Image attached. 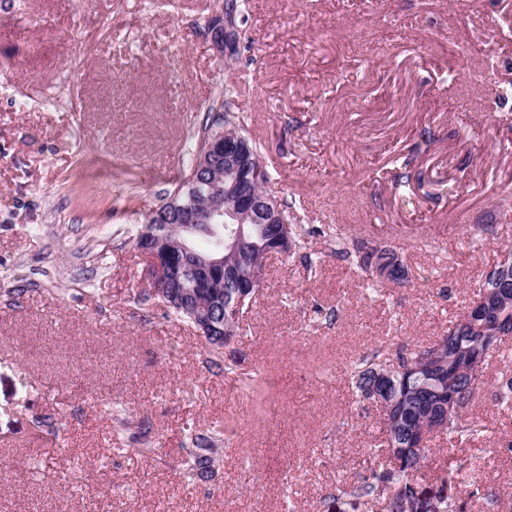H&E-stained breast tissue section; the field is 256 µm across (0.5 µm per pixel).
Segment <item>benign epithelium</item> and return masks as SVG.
<instances>
[{"instance_id": "7a95c632", "label": "benign epithelium", "mask_w": 512, "mask_h": 512, "mask_svg": "<svg viewBox=\"0 0 512 512\" xmlns=\"http://www.w3.org/2000/svg\"><path fill=\"white\" fill-rule=\"evenodd\" d=\"M195 168L207 171V178L194 182L193 188L208 203L200 205L177 196L171 198L169 203L179 223L177 230L185 232L195 224H239L247 219L271 228L268 253H288L292 239L281 215L279 199L266 191L258 196L240 195L236 191L243 182L263 187L267 178L262 159L253 155L245 137L234 128L217 130L206 151L197 158ZM137 248L147 260L146 276L153 295L170 304L193 309L194 318L198 319L196 331L211 347L222 350L230 345L234 341L239 305L261 282L263 265L251 267L247 282L238 289L234 301L224 306L203 303L202 289L226 274L232 275L224 259L239 251L237 235L233 232L222 235L212 248L202 251L191 247L183 237L170 239L166 228L147 222L139 234ZM489 307L505 309L498 304L497 297H485L470 307L464 321L478 327ZM452 407L451 402L445 405V413L434 418L431 426L424 427L418 446H423L429 432L448 427Z\"/></svg>"}]
</instances>
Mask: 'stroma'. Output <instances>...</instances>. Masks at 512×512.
Masks as SVG:
<instances>
[{
  "instance_id": "1",
  "label": "stroma",
  "mask_w": 512,
  "mask_h": 512,
  "mask_svg": "<svg viewBox=\"0 0 512 512\" xmlns=\"http://www.w3.org/2000/svg\"><path fill=\"white\" fill-rule=\"evenodd\" d=\"M222 3L0 0V512H379L342 492L385 448L347 364L440 340L512 251V0H237L231 57ZM228 91L301 234L263 263L233 375L144 300L133 242ZM336 229L407 280L371 291ZM505 375L512 339L483 367L484 437L438 436L422 497L512 512ZM218 421L188 477L187 434ZM451 457L470 486L441 484ZM223 434L224 427L216 425L211 427L208 435L192 434L190 436V444L193 448H186V457L183 463L189 474L200 479L208 477V474L211 473L210 454L215 446V439L222 437Z\"/></svg>"
}]
</instances>
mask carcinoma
I'll return each mask as SVG.
<instances>
[{
	"label": "carcinoma",
	"mask_w": 512,
	"mask_h": 512,
	"mask_svg": "<svg viewBox=\"0 0 512 512\" xmlns=\"http://www.w3.org/2000/svg\"><path fill=\"white\" fill-rule=\"evenodd\" d=\"M221 125H234L242 134H247L244 119L234 115L224 105L218 108L212 105L195 136V151L206 149L213 129ZM240 235L249 252L235 260L234 265L237 272L243 275L250 263L264 259L266 229L260 224H242ZM336 246V253L366 274L373 286L387 282L397 284L407 280V268L394 251L383 249L378 255V259L393 265V276L385 280L371 271L373 255L365 252L366 243L354 241L348 245L343 235L338 233ZM502 341L503 337L500 336L492 344L487 336L470 332L461 335L457 332V327L449 328L448 334L439 342L422 350V353L444 362V367L438 368L434 377L423 371L413 370L414 358L399 355L393 359L389 351L381 348L355 361L348 373L349 383L356 395L369 400L375 399V390L390 367L397 365L404 369V372L388 380L387 389L378 400L384 412L387 439L391 440L390 447L394 449V455L400 460V464L393 466L387 460L379 463V468L372 471L371 481L351 486L348 494L356 498H378L380 512H418L414 502V486L409 482L408 476L421 467L424 454H418L410 450V447L421 423L440 411V399L435 390L440 385L447 386L448 376H454L453 392L456 395L457 415L448 424V438L463 442L481 435V425L466 418L477 396L481 369L474 370L470 375L462 373L461 369L470 365L477 355L489 357L499 349ZM223 434L224 428L216 425L206 435L190 436L191 447L186 449L184 460L185 470L189 474L200 479L208 477L211 473V453L215 440Z\"/></svg>",
	"instance_id": "obj_1"
}]
</instances>
